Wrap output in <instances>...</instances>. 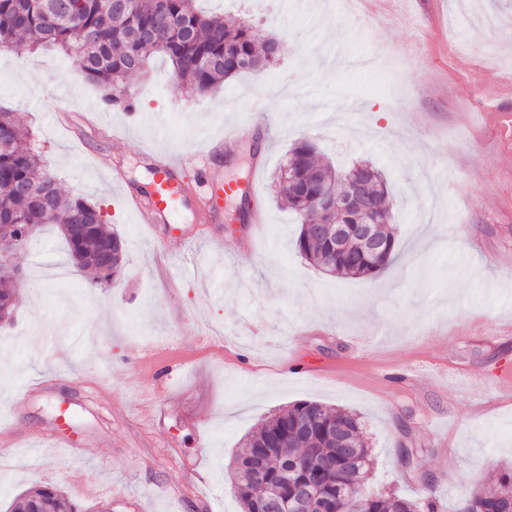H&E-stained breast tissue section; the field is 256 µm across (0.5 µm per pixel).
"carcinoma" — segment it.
Here are the masks:
<instances>
[{"mask_svg": "<svg viewBox=\"0 0 512 512\" xmlns=\"http://www.w3.org/2000/svg\"><path fill=\"white\" fill-rule=\"evenodd\" d=\"M197 0H129L123 11H114L106 0H0V52H15L23 46H45L60 50L83 77L98 84L106 94L103 103L110 108L132 110L124 91L127 77L135 73L133 61L165 56L175 78L193 93L204 94L225 80L263 70L277 63L266 54L264 42L238 20L224 21L222 15H206ZM294 166L297 177L316 194L317 170L326 186L335 193L344 187V176L360 166L375 174L373 183L387 187L382 174L368 163L337 167L321 162L316 147L303 141L289 150L283 166L274 177L276 193L296 213L300 231L296 246L310 264L343 277L369 278L389 264L395 249L391 213L387 197L373 193L379 234L387 248L371 263H357L352 257L333 258L336 242L312 234L306 220L310 216L324 224H354L358 214L336 210L319 203L299 207L297 197L281 181ZM49 171L40 153L16 125L10 112L0 111V230L27 241L30 224H81L82 231L61 233L68 245L73 265L87 274V285L99 288L120 276L125 267L121 238L108 230L105 220L93 213L100 208L84 197L63 192L58 182L48 184ZM112 241L115 258L112 269L99 261L103 242ZM14 271L0 267V321L8 319L16 307ZM352 448L350 462L342 449ZM264 453L263 477L252 480L235 474L240 484L235 496L241 512H259L265 487L278 481L283 467L294 469L293 485L312 480L321 464H335L325 470L320 482L322 497L336 503V512H438L431 496L404 498L368 495L365 474L372 462V451L362 433L357 414L326 409L311 402H298L280 413L263 419L245 440L242 456ZM512 495V467L501 472L493 486L479 484L469 497L471 512H498L501 501ZM11 512H81L65 493L52 484L32 487L9 504Z\"/></svg>", "mask_w": 512, "mask_h": 512, "instance_id": "1", "label": "carcinoma"}]
</instances>
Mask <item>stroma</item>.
I'll return each instance as SVG.
<instances>
[{"label":"stroma","mask_w":512,"mask_h":512,"mask_svg":"<svg viewBox=\"0 0 512 512\" xmlns=\"http://www.w3.org/2000/svg\"><path fill=\"white\" fill-rule=\"evenodd\" d=\"M258 25L287 35L277 66L201 97L155 56L112 123L68 58L0 54V108L126 247L103 288L57 226L14 258L25 282L0 324V425L18 439L0 447V512L46 483L85 512H240L246 436L305 400L361 416L375 492L431 491L456 512L512 464V134L491 111L512 82V0H284ZM232 123L251 135L206 159ZM303 140L383 171L396 251L375 278L332 277L296 250L272 177ZM156 161L255 176L264 224L231 233L193 203L149 232L123 198ZM64 422L75 446L28 452Z\"/></svg>","instance_id":"1"}]
</instances>
